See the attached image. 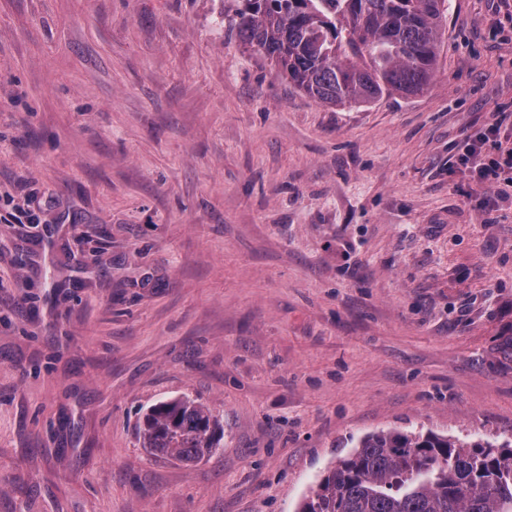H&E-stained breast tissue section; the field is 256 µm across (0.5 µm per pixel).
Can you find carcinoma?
I'll list each match as a JSON object with an SVG mask.
<instances>
[{
    "instance_id": "carcinoma-1",
    "label": "carcinoma",
    "mask_w": 512,
    "mask_h": 512,
    "mask_svg": "<svg viewBox=\"0 0 512 512\" xmlns=\"http://www.w3.org/2000/svg\"><path fill=\"white\" fill-rule=\"evenodd\" d=\"M245 47L288 82L334 107L364 106L430 86L446 0H235ZM143 447L180 462L208 458L224 428L181 397L149 408ZM297 512H512V441L387 429L363 437L310 488Z\"/></svg>"
}]
</instances>
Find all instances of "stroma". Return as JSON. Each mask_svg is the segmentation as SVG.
I'll list each match as a JSON object with an SVG mask.
<instances>
[{
  "label": "stroma",
  "instance_id": "35a3bbf8",
  "mask_svg": "<svg viewBox=\"0 0 512 512\" xmlns=\"http://www.w3.org/2000/svg\"><path fill=\"white\" fill-rule=\"evenodd\" d=\"M232 8L0 0V512H296L370 432L512 441V189L458 163L512 117V0H448L432 85L352 108ZM183 395L217 455L143 448Z\"/></svg>",
  "mask_w": 512,
  "mask_h": 512
}]
</instances>
